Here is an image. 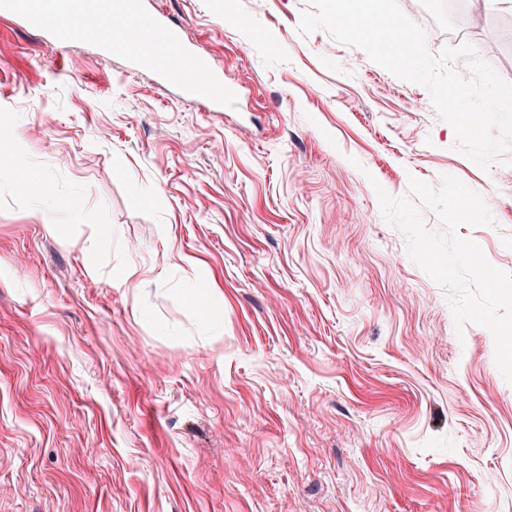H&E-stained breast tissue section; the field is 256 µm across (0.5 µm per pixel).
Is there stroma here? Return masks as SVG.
<instances>
[{
  "label": "stroma",
  "instance_id": "obj_1",
  "mask_svg": "<svg viewBox=\"0 0 512 512\" xmlns=\"http://www.w3.org/2000/svg\"><path fill=\"white\" fill-rule=\"evenodd\" d=\"M146 2L232 105L0 20V512H512L493 336L377 196L458 178L495 220L459 235L512 273V150L480 169L423 86L301 36L310 0ZM399 5L512 82L494 22Z\"/></svg>",
  "mask_w": 512,
  "mask_h": 512
}]
</instances>
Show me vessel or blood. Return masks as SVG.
<instances>
[{"label": "vessel or blood", "mask_w": 512, "mask_h": 512, "mask_svg": "<svg viewBox=\"0 0 512 512\" xmlns=\"http://www.w3.org/2000/svg\"><path fill=\"white\" fill-rule=\"evenodd\" d=\"M111 12L98 26L97 43L105 54L126 59L131 69L151 71L180 100L217 111L233 96L212 58L185 43L180 24L146 8L143 0H0L1 18H24L59 44L82 35L90 17Z\"/></svg>", "instance_id": "1"}]
</instances>
